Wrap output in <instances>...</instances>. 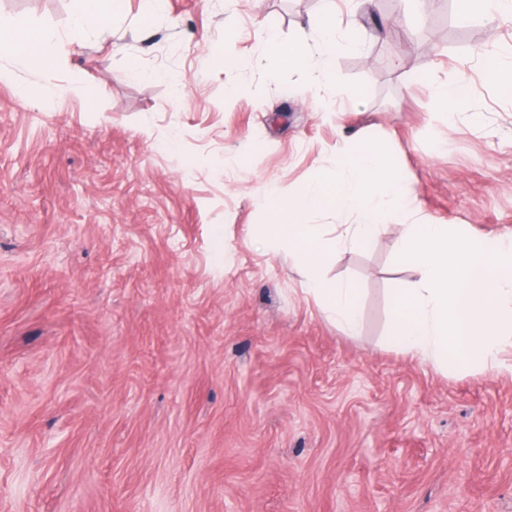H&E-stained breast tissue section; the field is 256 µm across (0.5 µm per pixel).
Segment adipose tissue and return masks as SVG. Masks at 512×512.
I'll list each match as a JSON object with an SVG mask.
<instances>
[{"instance_id":"adipose-tissue-1","label":"adipose tissue","mask_w":512,"mask_h":512,"mask_svg":"<svg viewBox=\"0 0 512 512\" xmlns=\"http://www.w3.org/2000/svg\"><path fill=\"white\" fill-rule=\"evenodd\" d=\"M124 4L125 0H101L99 9H76L68 32L69 39L79 40L103 31L108 16L122 11ZM319 4L324 24L317 35V53H310L307 37L283 43L269 29L259 32L275 68H306L310 85L316 89L333 82V61L342 47L336 34L338 0H319ZM0 53L11 56L20 65L43 70L56 69L59 63L58 49L52 36L36 35L16 26H0Z\"/></svg>"}]
</instances>
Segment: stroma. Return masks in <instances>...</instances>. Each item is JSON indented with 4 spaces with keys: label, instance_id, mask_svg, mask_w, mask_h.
<instances>
[{
    "label": "stroma",
    "instance_id": "stroma-1",
    "mask_svg": "<svg viewBox=\"0 0 512 512\" xmlns=\"http://www.w3.org/2000/svg\"><path fill=\"white\" fill-rule=\"evenodd\" d=\"M75 6L0 0L61 53L51 72L0 55V512H512V348L491 373L389 341L421 277L400 217L323 269L360 290L353 335L259 239L264 189L338 176L337 146L372 139L411 221L512 234V96L481 58L512 52V24L478 13L451 40L424 0H340L364 50L314 93L302 69L268 80L258 30L312 32L318 0H167L151 21L126 0L72 44ZM226 42L253 68L225 71ZM456 73L447 113L431 86ZM98 83L91 109L70 91Z\"/></svg>",
    "mask_w": 512,
    "mask_h": 512
}]
</instances>
